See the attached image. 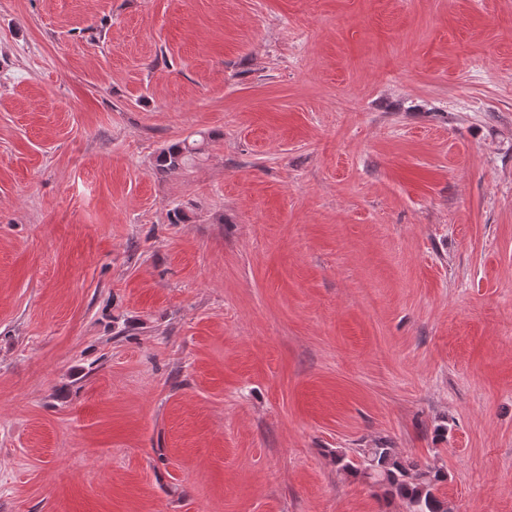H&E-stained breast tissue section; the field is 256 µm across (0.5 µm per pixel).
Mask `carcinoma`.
<instances>
[{"label":"carcinoma","mask_w":512,"mask_h":512,"mask_svg":"<svg viewBox=\"0 0 512 512\" xmlns=\"http://www.w3.org/2000/svg\"><path fill=\"white\" fill-rule=\"evenodd\" d=\"M199 153L185 140L173 143L157 155L155 168L159 173H174L194 164ZM332 461L337 471L390 498L401 499L406 512H453L448 500L439 494L440 484L447 479L441 467L405 458L384 443L361 448L354 457L337 451L332 454Z\"/></svg>","instance_id":"cac0c4a2"}]
</instances>
